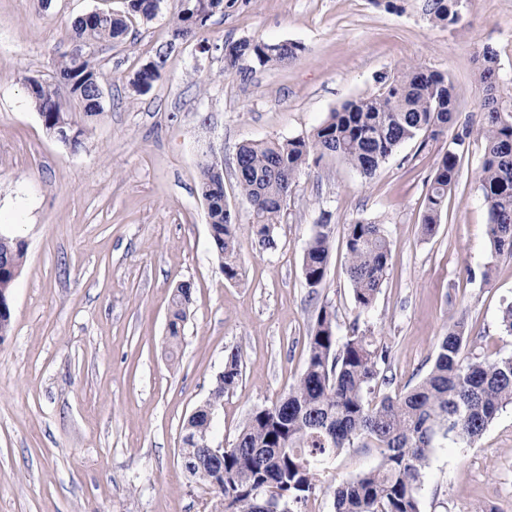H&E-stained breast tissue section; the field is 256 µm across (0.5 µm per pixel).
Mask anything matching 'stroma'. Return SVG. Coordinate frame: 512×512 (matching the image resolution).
<instances>
[{
	"label": "stroma",
	"mask_w": 512,
	"mask_h": 512,
	"mask_svg": "<svg viewBox=\"0 0 512 512\" xmlns=\"http://www.w3.org/2000/svg\"><path fill=\"white\" fill-rule=\"evenodd\" d=\"M426 0H224L202 39L180 41L147 91L136 72L172 38L171 10L133 20L126 38L96 47L105 112L79 151L46 131L27 90L80 47L72 26L125 0H0V232L27 242L0 344V512H222V498L181 465L182 426L205 402L230 352L243 376L214 414L232 447L251 414L283 398L303 372L320 306L336 336L371 329L388 348L374 397L409 390L431 369L449 323L465 317L475 352H512L499 324L512 301V257L492 252L475 182L485 154L487 94L512 105V0H462L457 23H432ZM299 45L286 64L224 68L227 41ZM498 82L480 80L483 53ZM414 62L443 73L454 128L469 127L457 182L433 234L424 197L449 136L402 144L373 176L326 156L296 177L261 249L235 157L249 140L310 135L346 102ZM224 163L238 223L241 279L225 280L199 194L202 153ZM381 225L390 242L382 287L359 311L345 273L347 224ZM333 241L325 278L306 283L303 256L317 225ZM193 285L177 359L167 346L169 300ZM375 450L346 448L321 473L303 512H334L331 487L375 467ZM420 512H512V407L472 445L434 449Z\"/></svg>",
	"instance_id": "stroma-1"
}]
</instances>
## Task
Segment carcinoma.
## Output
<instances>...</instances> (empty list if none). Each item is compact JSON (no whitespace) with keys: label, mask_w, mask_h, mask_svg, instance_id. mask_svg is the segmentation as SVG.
Here are the masks:
<instances>
[{"label":"carcinoma","mask_w":512,"mask_h":512,"mask_svg":"<svg viewBox=\"0 0 512 512\" xmlns=\"http://www.w3.org/2000/svg\"><path fill=\"white\" fill-rule=\"evenodd\" d=\"M162 0H128L127 14L100 11L81 17L73 33L93 47L118 42L128 32V21H152ZM224 11V0H173V40L155 51L153 60L138 71L137 87H150L160 77L175 41L203 32L211 17ZM428 14L437 24L457 21L455 0H428ZM300 47L290 43L226 41L225 66L239 72L250 64L285 63ZM56 76L74 81L67 91L81 112L68 111L60 100L62 82L42 81L31 96L42 123L63 126L75 137L64 142L77 150L89 127L101 119L104 107L94 96L103 73L90 54L61 61ZM497 58L483 55L481 80L492 90L497 82ZM382 88L331 113L307 137L256 140L236 152L237 188L252 206V232L264 250L276 248L273 234L294 179L310 158L333 155L366 177L376 173L403 143L423 137L436 140L454 121L453 92L440 72L406 63L399 74L380 78ZM482 135L486 151L476 183L489 214L488 234L495 253L512 256V113L497 100L485 101ZM464 127L448 143L425 196L423 229L434 232L459 175V161L470 139ZM223 162L204 154L198 162L199 191L208 201L212 249L222 259L224 278L240 275L238 224L221 186ZM332 244L327 224L317 225L307 243L303 270L309 287L324 280ZM346 273L356 308L372 307L386 273L390 243L380 225L363 220L346 228ZM26 251L13 237L0 234V298L8 301L23 268ZM192 297V284L182 282L171 296L168 343L177 348ZM305 368L287 395L270 407L256 410L224 456L195 441L213 428L211 406L224 391L235 388L242 372L240 356L231 353L224 375L216 379L210 406L183 426L180 455L185 470L224 501V512H264L268 500L288 504V512H302L307 499L322 490L319 471L344 448H373L379 464L333 489L335 512H420L418 493L433 449L451 441L474 443L507 406H512V354L490 359L469 349L466 319L448 326L434 363L426 376L405 393L385 394L377 401L366 395L378 385L389 350L369 329L353 328L342 343L336 337V315L322 306L307 337Z\"/></svg>","instance_id":"carcinoma-1"}]
</instances>
